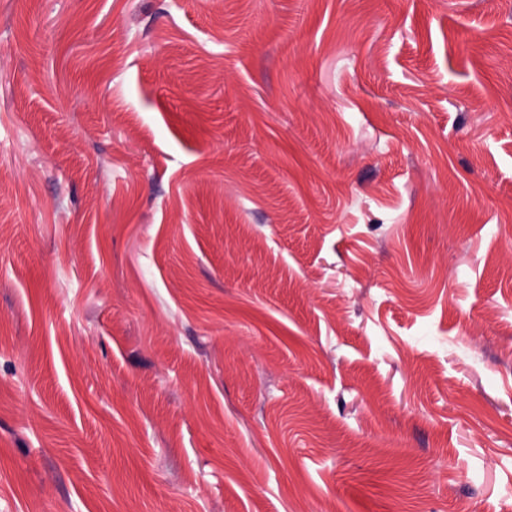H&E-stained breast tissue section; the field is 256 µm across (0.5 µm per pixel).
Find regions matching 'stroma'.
<instances>
[{
  "label": "stroma",
  "instance_id": "1",
  "mask_svg": "<svg viewBox=\"0 0 512 512\" xmlns=\"http://www.w3.org/2000/svg\"><path fill=\"white\" fill-rule=\"evenodd\" d=\"M0 512H512V0H0Z\"/></svg>",
  "mask_w": 512,
  "mask_h": 512
}]
</instances>
